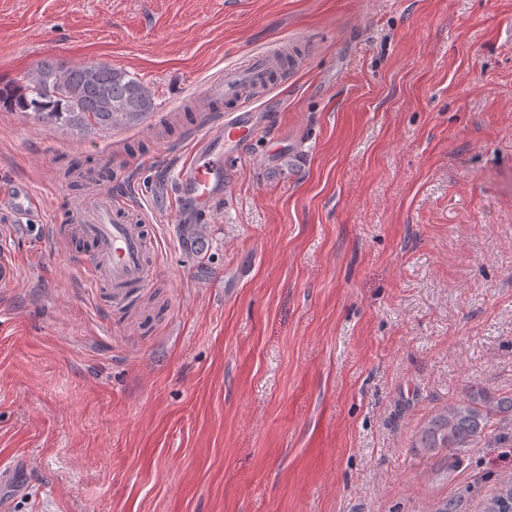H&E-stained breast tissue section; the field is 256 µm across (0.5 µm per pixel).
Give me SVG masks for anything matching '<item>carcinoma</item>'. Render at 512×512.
<instances>
[{"label":"carcinoma","instance_id":"cac0c4a2","mask_svg":"<svg viewBox=\"0 0 512 512\" xmlns=\"http://www.w3.org/2000/svg\"><path fill=\"white\" fill-rule=\"evenodd\" d=\"M0 109L20 112L71 134H84L136 126L152 115L154 99L137 77L110 64L69 68L44 60L21 79L0 82ZM106 170L100 161L88 162L82 188H93ZM491 436L501 444L512 443V395L494 397L477 388L439 411L416 447L446 448L459 460ZM510 492L512 481H507L491 500L488 512H512V500L499 504Z\"/></svg>","mask_w":512,"mask_h":512}]
</instances>
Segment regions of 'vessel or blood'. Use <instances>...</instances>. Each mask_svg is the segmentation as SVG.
<instances>
[{
    "mask_svg": "<svg viewBox=\"0 0 512 512\" xmlns=\"http://www.w3.org/2000/svg\"><path fill=\"white\" fill-rule=\"evenodd\" d=\"M279 67L274 51H265L243 67L225 69L223 80L212 84L211 94L223 99L224 110L196 134L190 158L180 165L170 187L176 207L205 212L219 199L223 182L235 173L244 149L260 137L242 91L268 84ZM0 205L20 215L39 209L32 192L20 182L0 194ZM126 207L123 196L107 192L91 194L79 204L85 214L80 233L95 244L86 282L92 288L108 287L121 298L149 282L150 254L157 244L150 225L125 216Z\"/></svg>",
    "mask_w": 512,
    "mask_h": 512,
    "instance_id": "b4317fda",
    "label": "vessel or blood"
}]
</instances>
